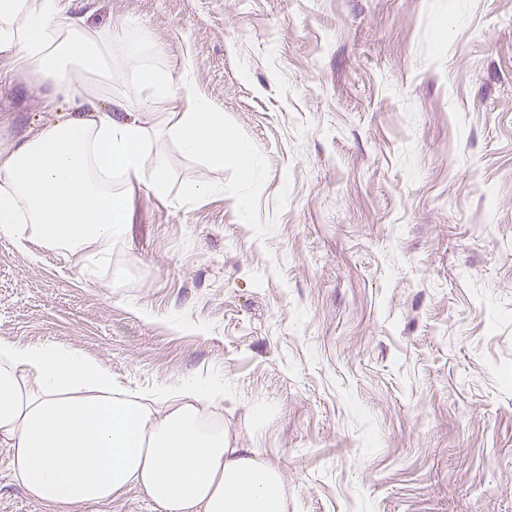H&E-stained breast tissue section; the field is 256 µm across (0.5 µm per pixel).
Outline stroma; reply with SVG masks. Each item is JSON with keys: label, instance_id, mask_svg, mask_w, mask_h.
Returning a JSON list of instances; mask_svg holds the SVG:
<instances>
[{"label": "stroma", "instance_id": "1", "mask_svg": "<svg viewBox=\"0 0 512 512\" xmlns=\"http://www.w3.org/2000/svg\"><path fill=\"white\" fill-rule=\"evenodd\" d=\"M71 9L190 68L254 178L161 139L168 196L133 191L112 288L0 237V336L135 392L223 378L224 434L278 467L287 512H512V0ZM46 87L0 76L1 147L54 120ZM9 455L0 512H160L134 487L41 504Z\"/></svg>", "mask_w": 512, "mask_h": 512}]
</instances>
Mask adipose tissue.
Segmentation results:
<instances>
[{"mask_svg": "<svg viewBox=\"0 0 512 512\" xmlns=\"http://www.w3.org/2000/svg\"><path fill=\"white\" fill-rule=\"evenodd\" d=\"M152 53L139 41L114 57L111 32L86 26L65 0H0V75L49 80L44 111L87 106L0 149V235L85 256V275L115 284L126 274L112 254L132 220L129 195L168 192L167 157L150 150L142 113L180 101L166 133L185 153L216 164L247 157L223 113L194 94L191 74L173 87ZM118 65L135 77L133 94H113ZM223 409L217 377L132 392L79 349L0 337V447L15 482L47 506H98L134 486L161 512H286L278 468L230 447Z\"/></svg>", "mask_w": 512, "mask_h": 512, "instance_id": "ef3b65f1", "label": "adipose tissue"}]
</instances>
